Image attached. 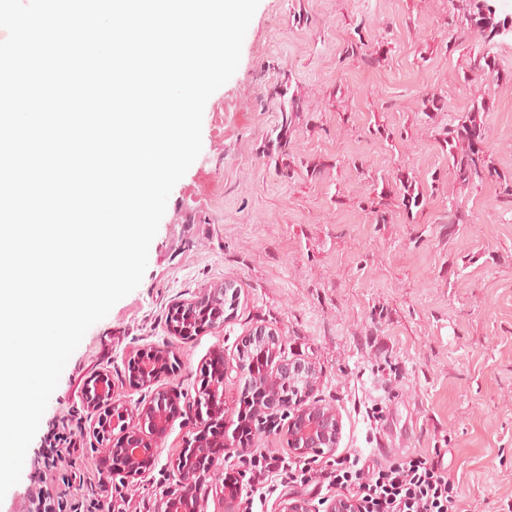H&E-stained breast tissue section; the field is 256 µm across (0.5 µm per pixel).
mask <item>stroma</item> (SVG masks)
<instances>
[{"mask_svg": "<svg viewBox=\"0 0 512 512\" xmlns=\"http://www.w3.org/2000/svg\"><path fill=\"white\" fill-rule=\"evenodd\" d=\"M469 12L470 0H260L237 71L205 105L202 151L169 196L139 287L72 354L0 512H35L40 491L55 493L39 486L43 442L82 415L85 378L109 369L129 404L146 399L125 384L126 353L166 340L173 301L227 279L241 295L223 327L175 344L172 383L182 393H193L215 349L231 364L250 329H277L282 356L313 361L315 399L342 416L334 456L312 468L439 448L463 512L512 507V205L497 181L460 186L437 141L483 97L490 152L512 176V81L470 69L485 52L512 72V38L484 39ZM359 39L386 62L344 57ZM284 79L304 101L289 178L262 154L281 120L264 97ZM432 94L447 107L430 119L420 104ZM378 123L390 140L372 137ZM310 163L324 165L323 175L311 177ZM399 169L416 175L427 204L416 223L397 211L372 223L373 179ZM452 199L467 223H445ZM190 429L174 419L151 473L124 486L118 512H156Z\"/></svg>", "mask_w": 512, "mask_h": 512, "instance_id": "35a3bbf8", "label": "stroma"}]
</instances>
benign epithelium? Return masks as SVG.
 Masks as SVG:
<instances>
[{"label":"benign epithelium","mask_w":512,"mask_h":512,"mask_svg":"<svg viewBox=\"0 0 512 512\" xmlns=\"http://www.w3.org/2000/svg\"><path fill=\"white\" fill-rule=\"evenodd\" d=\"M240 288L233 280L206 289L201 295L171 305L167 333L185 339L224 326L226 301L236 302ZM268 349L262 367L250 361L255 346ZM281 334L274 328L256 326L237 346L236 378L243 382L245 403L238 411L239 426L226 423L224 384L227 364L214 352L200 368L194 395L163 385L162 379L180 370V357L166 341L143 343L126 356V381L131 388L150 391L147 400L134 406L115 390L112 374L99 369L85 381L81 404L89 420V433L106 464L103 487L112 488V476L130 483L149 473L155 463L154 448L165 439L173 419L184 416L192 422L179 454L170 462L172 485L164 491L157 512H206L207 496L215 491L224 512H235L240 494L237 484L210 482L215 472L232 457L244 455L254 442L257 426L279 410L288 411L284 428L288 448L300 457L330 456L342 435L337 408L312 399L320 382L316 364L308 359L279 356ZM274 512H360L357 499L337 496L317 506L303 495L280 499Z\"/></svg>","instance_id":"7a95c632"}]
</instances>
